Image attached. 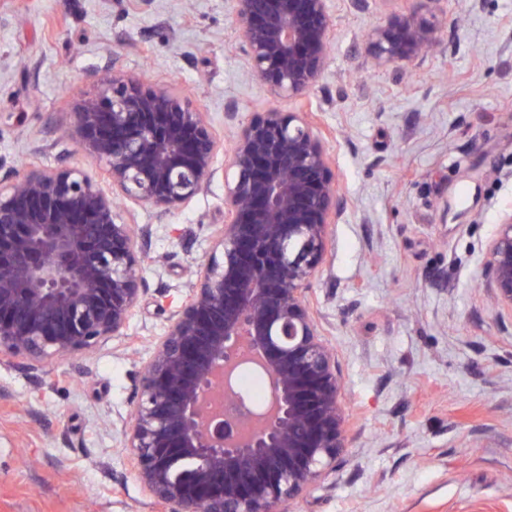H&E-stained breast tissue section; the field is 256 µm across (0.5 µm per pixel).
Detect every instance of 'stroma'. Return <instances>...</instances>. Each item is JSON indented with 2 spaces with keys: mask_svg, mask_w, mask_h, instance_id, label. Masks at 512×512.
<instances>
[{
  "mask_svg": "<svg viewBox=\"0 0 512 512\" xmlns=\"http://www.w3.org/2000/svg\"><path fill=\"white\" fill-rule=\"evenodd\" d=\"M323 78L283 111L314 113L348 207L311 301L347 418L335 473L287 512H512V315L483 259L512 210V0H439L438 47L375 68L367 34L407 0H329ZM184 93L229 148L271 100L239 50L231 0H0V158L89 160L59 140L102 70ZM235 109L236 120L226 116ZM225 157L208 189L150 228L125 335L36 368L0 361V512H160L122 433L189 265L224 221Z\"/></svg>",
  "mask_w": 512,
  "mask_h": 512,
  "instance_id": "obj_1",
  "label": "stroma"
}]
</instances>
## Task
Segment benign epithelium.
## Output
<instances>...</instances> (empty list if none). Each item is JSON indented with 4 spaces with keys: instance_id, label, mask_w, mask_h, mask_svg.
Masks as SVG:
<instances>
[{
    "instance_id": "7a95c632",
    "label": "benign epithelium",
    "mask_w": 512,
    "mask_h": 512,
    "mask_svg": "<svg viewBox=\"0 0 512 512\" xmlns=\"http://www.w3.org/2000/svg\"><path fill=\"white\" fill-rule=\"evenodd\" d=\"M252 75L272 99L302 98L322 78L328 0H232ZM372 30L377 67L424 55L436 0ZM63 137L101 173L64 160L17 169L0 160V354L34 367L123 336L144 291L148 226L115 201L167 215L203 192L220 143L205 113L175 91L120 74L84 99ZM224 224L190 268L183 305L155 342L123 438L132 468L166 512H279L347 448L335 355L308 295L344 213L338 177L309 112L270 106L234 131ZM494 304L512 312V211L483 260ZM244 365L268 380L251 411L231 380ZM228 409L209 408L216 384Z\"/></svg>"
}]
</instances>
